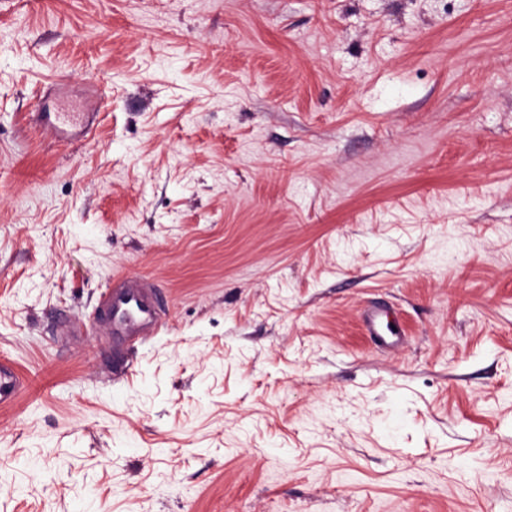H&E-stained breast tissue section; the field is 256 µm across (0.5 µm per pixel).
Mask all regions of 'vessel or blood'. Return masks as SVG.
I'll use <instances>...</instances> for the list:
<instances>
[{
    "instance_id": "1",
    "label": "vessel or blood",
    "mask_w": 512,
    "mask_h": 512,
    "mask_svg": "<svg viewBox=\"0 0 512 512\" xmlns=\"http://www.w3.org/2000/svg\"><path fill=\"white\" fill-rule=\"evenodd\" d=\"M104 305L112 318L113 335L130 341L146 336L149 329L160 326V312L152 288L136 279L127 280L122 287L113 289L104 297ZM382 312L371 306L364 312L368 334L377 346L395 347L388 329L381 321ZM27 387L26 379L16 369L0 361V406L11 404Z\"/></svg>"
}]
</instances>
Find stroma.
Masks as SVG:
<instances>
[{"instance_id": "1", "label": "stroma", "mask_w": 512, "mask_h": 512, "mask_svg": "<svg viewBox=\"0 0 512 512\" xmlns=\"http://www.w3.org/2000/svg\"><path fill=\"white\" fill-rule=\"evenodd\" d=\"M0 360V512H512V0H0ZM107 313L112 317V335L137 342L149 329L161 326L159 305L152 288L137 279L127 280L104 297ZM140 340V341H141ZM381 316L382 311L375 306L368 307L365 310L364 323L367 332L378 347L393 348L399 343L400 337L397 336L396 340L392 338V336L397 335L398 332L384 326L380 321ZM387 333H390V336ZM27 387V380L16 369L0 361V406L11 404Z\"/></svg>"}]
</instances>
